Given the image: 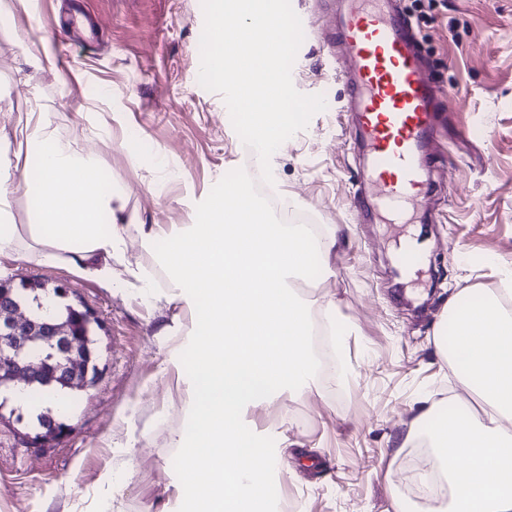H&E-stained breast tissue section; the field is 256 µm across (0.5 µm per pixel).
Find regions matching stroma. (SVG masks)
<instances>
[{"label": "stroma", "mask_w": 512, "mask_h": 512, "mask_svg": "<svg viewBox=\"0 0 512 512\" xmlns=\"http://www.w3.org/2000/svg\"><path fill=\"white\" fill-rule=\"evenodd\" d=\"M342 2L291 0L304 33L293 83L323 94L326 108L271 159L289 210L314 213L322 234L341 235L330 272L297 289L340 365L246 420L275 440L277 494L298 512H391L406 457L399 438L418 397L437 402L443 418L459 387L434 345L448 298L498 289L499 267L512 265V0H402L447 116L429 158L431 189L409 224L368 220L355 207L365 158L341 78L348 62L330 41ZM80 7L106 20L89 45L58 28L59 0H15L0 20V152L12 157L20 127L48 120L120 195L126 249L108 283L62 260L0 257V282L61 286L102 326L98 379L56 440L41 444L0 408V512L20 502L28 512H178L183 488L168 453L192 399L174 349L195 323L169 302L167 275L136 227L194 223L216 182L259 162L222 96L198 82L201 0ZM43 52L52 64L35 67ZM404 235L417 240L421 266L397 277L393 245ZM129 265L153 277L151 291L125 285Z\"/></svg>", "instance_id": "obj_1"}]
</instances>
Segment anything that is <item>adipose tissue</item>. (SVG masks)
Instances as JSON below:
<instances>
[{"mask_svg":"<svg viewBox=\"0 0 512 512\" xmlns=\"http://www.w3.org/2000/svg\"><path fill=\"white\" fill-rule=\"evenodd\" d=\"M20 135L36 150L35 222L19 232L0 189V253L16 252L24 235L28 255L64 257L79 272L111 281L110 262L126 246L120 199L100 188L93 158L58 138L49 123ZM466 294L459 289L448 301L454 339L438 351L477 405L437 422L435 405L419 399L401 445L428 444L432 471L447 480L446 499L422 512H512V304L493 293L461 304Z\"/></svg>","mask_w":512,"mask_h":512,"instance_id":"obj_1","label":"adipose tissue"}]
</instances>
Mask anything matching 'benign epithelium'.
I'll use <instances>...</instances> for the list:
<instances>
[{
    "mask_svg": "<svg viewBox=\"0 0 512 512\" xmlns=\"http://www.w3.org/2000/svg\"><path fill=\"white\" fill-rule=\"evenodd\" d=\"M37 343L58 346L62 357L52 376L73 388H86L80 371L82 337L51 318L34 320L16 308L8 285L0 284V378L17 384L42 379L44 363L33 360L30 349Z\"/></svg>",
    "mask_w": 512,
    "mask_h": 512,
    "instance_id": "obj_1",
    "label": "benign epithelium"
}]
</instances>
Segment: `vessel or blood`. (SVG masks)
Segmentation results:
<instances>
[{
  "label": "vessel or blood",
  "instance_id": "b4317fda",
  "mask_svg": "<svg viewBox=\"0 0 512 512\" xmlns=\"http://www.w3.org/2000/svg\"><path fill=\"white\" fill-rule=\"evenodd\" d=\"M394 2L348 0L340 43L351 62L344 79L369 157L370 199L404 223L422 196L434 92Z\"/></svg>",
  "mask_w": 512,
  "mask_h": 512
}]
</instances>
